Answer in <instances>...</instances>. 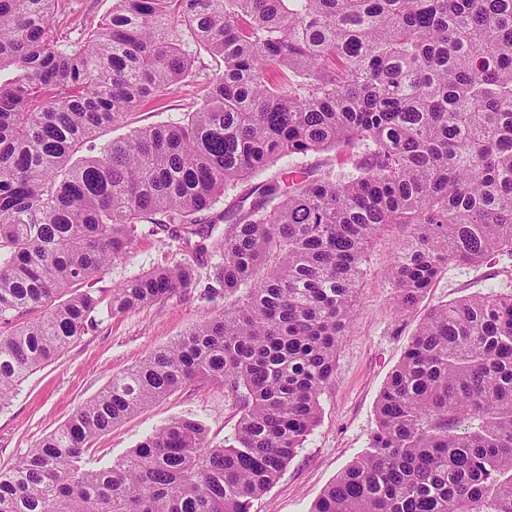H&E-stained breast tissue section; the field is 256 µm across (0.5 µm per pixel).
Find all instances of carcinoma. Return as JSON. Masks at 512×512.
Listing matches in <instances>:
<instances>
[{
  "mask_svg": "<svg viewBox=\"0 0 512 512\" xmlns=\"http://www.w3.org/2000/svg\"><path fill=\"white\" fill-rule=\"evenodd\" d=\"M59 2L0 0V408L102 303L132 312L196 284L176 263L89 286L138 225L197 234V214L274 161L343 160L257 183L216 216V280L246 297L0 469V512H250L318 421L381 232L414 227L391 270L403 310L451 262L512 257V0H115L66 44L48 33ZM193 46L224 62L202 103L96 145L172 93ZM199 379L242 410L224 442L181 417L88 465L92 440ZM310 512H512V293L427 313L368 448Z\"/></svg>",
  "mask_w": 512,
  "mask_h": 512,
  "instance_id": "cac0c4a2",
  "label": "carcinoma"
}]
</instances>
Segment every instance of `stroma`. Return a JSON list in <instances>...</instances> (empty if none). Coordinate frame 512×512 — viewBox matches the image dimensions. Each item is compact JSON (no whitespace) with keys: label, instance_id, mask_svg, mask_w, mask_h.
<instances>
[{"label":"stroma","instance_id":"1","mask_svg":"<svg viewBox=\"0 0 512 512\" xmlns=\"http://www.w3.org/2000/svg\"><path fill=\"white\" fill-rule=\"evenodd\" d=\"M112 5L113 0H62L49 33L62 43L85 38L111 15ZM193 71L162 104L139 107L123 124L102 132L101 141L124 137L138 127L176 122L195 110L207 83L223 73L224 64L202 51ZM215 216L212 210L201 213L202 224L209 228L205 236L176 238L158 225H140L126 255L104 272L101 287L111 289L176 262L194 268L198 287L135 312L114 314L100 307L80 339L55 361L29 374L7 407L0 409V467L11 466L112 377L182 336L207 310L236 302L233 294L212 299L203 294L204 285L212 282L223 261L213 242L223 237L225 225L216 222ZM411 232L410 226L395 224L374 239L352 322L336 350L334 379L319 398L320 419L280 478L254 500L251 512H309L323 490L367 448L376 427L379 393L429 308L492 290L512 292V258L499 256L474 266L451 263L416 308L401 310L390 271L398 247L409 240ZM239 416L222 384L193 381L94 439L88 456L117 460L146 435L179 417L200 421L211 442L219 444Z\"/></svg>","mask_w":512,"mask_h":512}]
</instances>
